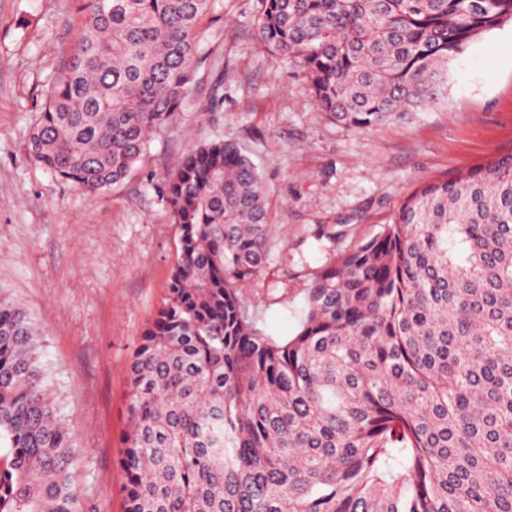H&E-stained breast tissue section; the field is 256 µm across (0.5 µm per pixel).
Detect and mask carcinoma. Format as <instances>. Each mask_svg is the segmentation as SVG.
I'll use <instances>...</instances> for the list:
<instances>
[{
    "mask_svg": "<svg viewBox=\"0 0 512 512\" xmlns=\"http://www.w3.org/2000/svg\"><path fill=\"white\" fill-rule=\"evenodd\" d=\"M211 2L85 0L30 157L83 192L127 179L193 89ZM509 20L512 0H260L256 41L366 133L439 101L448 61ZM163 192L177 256L129 364L124 512H512V152L325 263L286 342L244 296L272 225L243 149L192 146ZM40 347L0 297V512H84Z\"/></svg>",
    "mask_w": 512,
    "mask_h": 512,
    "instance_id": "cac0c4a2",
    "label": "carcinoma"
}]
</instances>
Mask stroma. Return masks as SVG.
<instances>
[{
    "label": "stroma",
    "mask_w": 512,
    "mask_h": 512,
    "mask_svg": "<svg viewBox=\"0 0 512 512\" xmlns=\"http://www.w3.org/2000/svg\"><path fill=\"white\" fill-rule=\"evenodd\" d=\"M78 7L0 0V296L23 304L42 332L48 382L82 450L72 474L89 512H124L129 363L164 302L176 252L166 173L189 146L219 137L257 166L275 231L246 295L267 332L288 340L322 265L380 233L424 182L512 151V20L449 61L439 103L355 134L320 112L300 59L257 46L259 0H214L181 112L152 135L129 178L85 193L27 148L84 20ZM323 224L335 229L334 246L316 240Z\"/></svg>",
    "instance_id": "35a3bbf8"
}]
</instances>
